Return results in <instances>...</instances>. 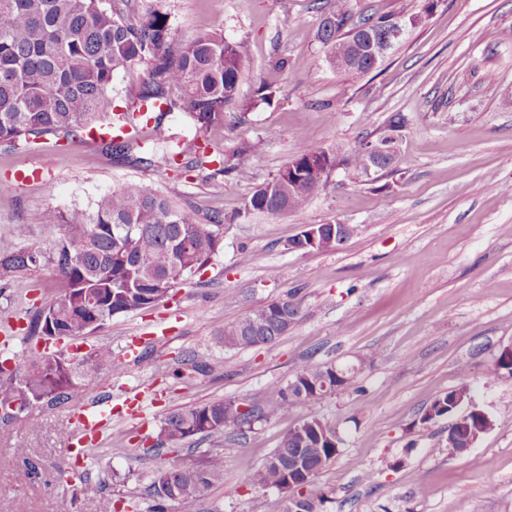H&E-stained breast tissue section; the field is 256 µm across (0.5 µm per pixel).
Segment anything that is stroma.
Returning a JSON list of instances; mask_svg holds the SVG:
<instances>
[{"instance_id": "1", "label": "stroma", "mask_w": 512, "mask_h": 512, "mask_svg": "<svg viewBox=\"0 0 512 512\" xmlns=\"http://www.w3.org/2000/svg\"><path fill=\"white\" fill-rule=\"evenodd\" d=\"M407 0L423 23L375 71L352 80L329 61L317 30L333 0H140L160 6L179 36L220 28L243 43L241 95L260 86L271 103L240 113L201 138L232 152L259 144L240 181L207 170L144 168L102 153L90 140L55 147L50 171L15 181L37 164L35 150L0 145V246L49 250L61 235L49 213L94 209L106 194L142 183L199 215L226 216L221 249L157 306L114 316L90 338L112 360L87 364L97 393L123 403L144 393L145 415L116 418L91 449L89 482L112 494V512H180L160 503L159 469L224 458V479L196 512H283V496L252 473L299 422L317 415L343 443L307 487L325 493L322 512H512V378L490 369L512 345V0ZM404 124L388 129L389 116ZM391 165L368 176L340 167L299 211L242 216L254 188L291 162L300 145L348 159L384 135ZM309 224H353L357 233L326 251H291ZM58 295L48 268L0 293V321H32ZM292 297L300 316L275 343L225 347L219 330L261 305ZM168 329L146 343L138 364L126 340ZM355 365L347 387L314 403L287 402L239 433L153 447L171 411L233 399L263 407L303 358ZM122 363L113 372V363ZM468 385L464 410L492 421L470 451L448 452L449 418L420 425L434 397ZM69 403H32L0 420V512H98V502L64 483ZM25 439L26 456L15 453Z\"/></svg>"}]
</instances>
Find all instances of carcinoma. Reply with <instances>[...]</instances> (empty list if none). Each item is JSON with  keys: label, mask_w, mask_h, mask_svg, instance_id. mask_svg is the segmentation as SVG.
I'll use <instances>...</instances> for the list:
<instances>
[{"label": "carcinoma", "mask_w": 512, "mask_h": 512, "mask_svg": "<svg viewBox=\"0 0 512 512\" xmlns=\"http://www.w3.org/2000/svg\"><path fill=\"white\" fill-rule=\"evenodd\" d=\"M413 12L405 5L378 18L357 22L347 0H336L335 9L322 21L318 38L329 47L330 61L341 73L359 79L375 70L395 50L386 43L388 21ZM244 45L224 38L220 28L179 37L167 13L154 7L130 5L118 16L104 0H0V143L23 152L42 138L71 142L91 128L96 114L112 110L114 75L135 64L146 66L147 77L134 94L128 112H138L147 102L163 106L155 116L182 114L197 132L224 125L227 111L244 113L256 100L241 96ZM111 154L135 150L140 164L149 168L175 167L184 154L180 140L166 139L158 147L131 138L102 139ZM259 145L244 144L228 159L224 153H202L196 166L215 164V175L250 178L247 156ZM288 168L257 186L244 205L247 213H280L303 208L311 198L310 184L319 173L336 167V154L302 146ZM55 223L61 237L44 252L39 248H0V288L28 280L42 267L55 271L58 298L38 313L31 335L80 339L113 316L157 305L182 279L209 262L222 246L224 215L203 218L181 210L140 183H127L104 196L94 210L71 209ZM316 230L329 248L331 225L316 224L289 241L294 248L309 242ZM293 306L282 299L253 310L220 330L224 345L249 348L272 344L287 331L278 315ZM355 366L320 364L305 358L293 380L294 395L313 402L349 385ZM93 385L79 365L62 356H27L26 369L0 399V408L12 403L68 401ZM456 391L437 395L429 424L454 417ZM264 417L246 412L230 400L178 409L164 419L159 443L211 437L226 428L244 429ZM469 425L452 423L458 447L471 448L492 426L478 409L467 412ZM336 427L310 416L284 436L278 448L252 475L261 488H278L296 460L318 474L336 458ZM224 474L219 454L192 467H172L158 473L154 487L166 479L168 490L160 498L175 497L185 512H194L198 498Z\"/></svg>", "instance_id": "1"}]
</instances>
